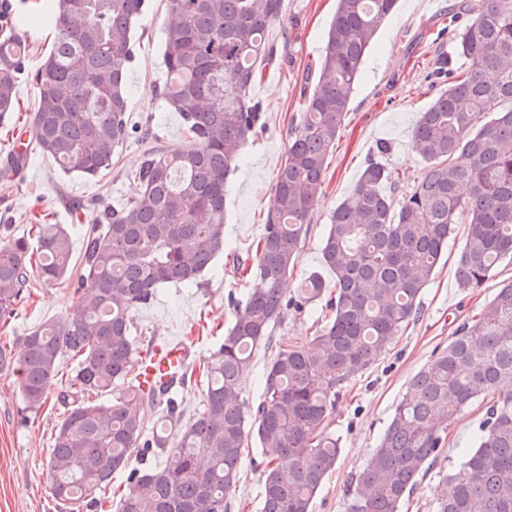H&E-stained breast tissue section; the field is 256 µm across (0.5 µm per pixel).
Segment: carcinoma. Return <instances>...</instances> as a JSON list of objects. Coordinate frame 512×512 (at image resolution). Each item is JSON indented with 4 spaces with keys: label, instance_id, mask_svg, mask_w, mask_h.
Listing matches in <instances>:
<instances>
[{
    "label": "carcinoma",
    "instance_id": "obj_1",
    "mask_svg": "<svg viewBox=\"0 0 512 512\" xmlns=\"http://www.w3.org/2000/svg\"><path fill=\"white\" fill-rule=\"evenodd\" d=\"M396 5L337 0L319 76L276 175L274 207L255 250L233 261L247 279L245 296L228 297L233 317L202 367V409L189 420L177 385L194 368L143 392L132 316L164 285L201 287L224 252L226 188L264 124L250 90L259 65L273 62L266 30L281 0H169L160 96L180 113L192 147L143 151L132 171L141 196L120 210H95L79 270L61 225H33L34 246L3 230L1 321L30 298L32 279L71 280L72 312L30 331L14 357L23 401L34 412L56 386L60 359L77 360L57 394L63 417L45 463L60 512L102 506L100 494L135 448L165 462L129 471L116 512H229L250 436L276 451L260 463L262 512H311L341 454L342 440L330 430L336 400L418 317L420 294L458 217L466 215L467 224L457 261L461 288L483 287L512 259V108L497 110L512 103V0H462L445 18L454 55H440L432 70L448 88L414 128V150L428 163L424 175L407 190L398 172L369 160L323 239L335 289L326 292L312 273L293 296L282 290L323 193L363 57ZM145 9L146 0H59L50 14L54 41L31 76L40 90L33 131L65 173L96 178L112 169L123 144L140 137L127 112L125 74L130 32ZM27 55L16 34L0 40V119L15 110ZM324 298L326 324L305 341L275 346L262 398L245 406L253 353L271 344L284 308L304 313ZM477 400L486 403L484 416L448 471L440 466L448 426ZM151 408L161 421L149 428ZM432 472L442 488L427 512H512V283L411 379L354 479L349 512H402Z\"/></svg>",
    "mask_w": 512,
    "mask_h": 512
}]
</instances>
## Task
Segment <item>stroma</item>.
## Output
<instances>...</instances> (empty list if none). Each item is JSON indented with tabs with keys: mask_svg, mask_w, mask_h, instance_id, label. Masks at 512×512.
I'll list each match as a JSON object with an SVG mask.
<instances>
[{
	"mask_svg": "<svg viewBox=\"0 0 512 512\" xmlns=\"http://www.w3.org/2000/svg\"><path fill=\"white\" fill-rule=\"evenodd\" d=\"M457 0H398L384 21L364 58L354 84L345 124L329 158L323 193L312 215L310 230L297 264L288 276L289 287L311 273L332 281L321 261L323 236L336 206L354 189L368 159L398 170L405 187L421 179L426 162L412 148V133L420 112L434 99L426 74L437 52H451L447 41L437 38L441 17ZM12 24L29 47L27 70H36L49 52L54 32L42 19L30 14L32 0H5ZM336 0H282V15L271 24L266 38L276 49L274 65L264 67L251 93L265 109L266 125L250 140L243 160L226 192L225 257L201 287L175 285L162 288L159 297L134 316L133 335L140 348L169 340H185L192 346L194 365H202L221 341L232 319L228 294L243 295L245 283L229 264L234 254H246L263 232L267 200L274 194L278 169L285 159L288 139L304 106L307 75L318 74ZM171 23L167 0H147V10L132 33L134 60L126 73L128 109L141 131L162 148L185 143L178 113L159 94L166 79L165 40ZM17 109L0 120V225H9L15 236L26 235L29 215L47 212L48 223L66 228L72 252L81 255V227L90 215L74 218L66 203L102 202L120 209L137 196L140 184L130 176L140 147H123L111 171L87 180L60 170L37 146L32 134H24L27 158L21 169L9 168L7 159L18 138L14 124H29L39 104V90L28 79L16 86ZM386 142L389 154L376 147ZM464 246L462 234L452 235L435 274L421 293V314L399 336L392 349L361 378L351 382L336 403L331 428L342 440L336 468L325 479L311 512H348L353 475L361 471L372 448L388 424L408 381L447 347L457 323L478 314L492 300L499 286L512 281V263L503 262L483 288H460L456 269ZM71 290L61 281L47 286L35 283L32 298L19 305L7 323H0V348L16 350L35 326L69 313ZM61 409L56 400L36 412L25 410L16 372L0 366V512H59L51 494L43 464ZM483 415L473 403L448 430V451L443 464L453 468L462 448ZM266 453L256 438H249L241 479L231 494L232 512H261L262 474L255 460Z\"/></svg>",
	"mask_w": 512,
	"mask_h": 512,
	"instance_id": "1",
	"label": "stroma"
}]
</instances>
